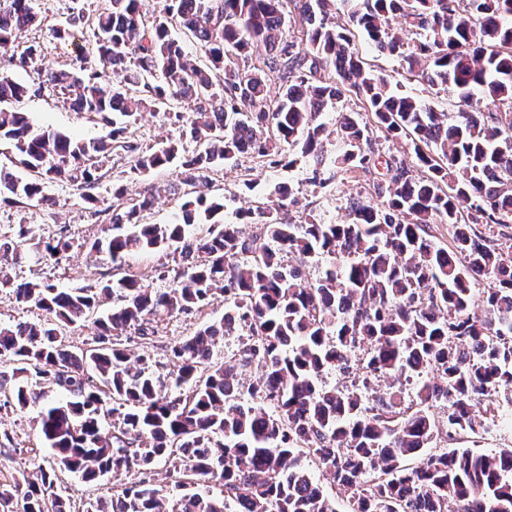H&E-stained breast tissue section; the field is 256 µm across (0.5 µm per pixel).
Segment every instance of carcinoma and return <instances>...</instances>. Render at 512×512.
Returning a JSON list of instances; mask_svg holds the SVG:
<instances>
[{
	"label": "carcinoma",
	"mask_w": 512,
	"mask_h": 512,
	"mask_svg": "<svg viewBox=\"0 0 512 512\" xmlns=\"http://www.w3.org/2000/svg\"><path fill=\"white\" fill-rule=\"evenodd\" d=\"M297 17L301 37H283ZM84 20L73 14L53 33L66 39ZM36 22L32 0H0V51ZM92 25L97 54L79 68H38L35 88L0 74V145L28 172L0 168V201L53 207L45 182L89 190L120 148L136 176L181 170V221L141 223L153 192L129 201L120 182L103 210L84 195L92 214L108 212L127 230L92 245L112 277L73 288L8 274L27 244L60 262L66 235L45 241L21 224L18 238L0 239V285L46 313L42 323L0 325V410L38 407L54 457L48 469L0 481V512H70L58 469L89 485L132 468L139 481L86 499L83 512H338L340 503L345 512H512V449L436 446V414L455 441L487 431L512 405V0H165L150 20L141 0H107ZM405 26L417 40L403 39ZM355 29L426 89L451 86L456 110L390 89L365 66ZM177 30L204 61L189 58ZM259 46L265 55L241 68ZM36 56L31 44L10 60L24 69ZM271 79L281 84L274 100ZM42 90L107 134L76 139L16 107ZM348 93L363 112L340 111ZM182 103L178 136L150 148L127 139L141 110ZM327 112L339 113L331 128L320 121ZM185 137L198 149L187 151ZM402 137L411 161L383 147ZM244 153L270 168L304 163L314 192L371 171L386 177L346 198L341 224L283 222L268 206L226 224L224 197L196 187ZM270 196L279 209L298 204L280 184ZM194 224L209 225L207 234L189 233ZM248 224L260 233L246 235ZM438 224L448 225L446 248L432 235ZM140 252L172 257L158 273L169 287L126 272ZM323 257L324 276L302 286L301 267ZM479 283L478 315L470 306ZM218 292L224 316L170 347L173 392L158 396L149 351L133 357L117 336L132 328L150 341L157 312L200 313ZM91 317L93 342L72 350L65 328ZM226 336L244 341L215 362ZM251 365L260 376L247 400L237 368ZM331 372L354 383L329 384ZM414 378L407 400L401 385ZM105 415L117 421L108 437ZM161 459L183 490L173 503L151 478ZM209 482L220 493L198 490Z\"/></svg>",
	"instance_id": "carcinoma-1"
}]
</instances>
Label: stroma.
Segmentation results:
<instances>
[{"label":"stroma","mask_w":512,"mask_h":512,"mask_svg":"<svg viewBox=\"0 0 512 512\" xmlns=\"http://www.w3.org/2000/svg\"><path fill=\"white\" fill-rule=\"evenodd\" d=\"M41 23L39 27L25 33L21 46L35 43L40 47V60L46 66L78 65L80 59L91 60L96 55L93 29L89 24L76 27L70 38L61 40L54 36L53 30L69 15L74 6L73 0H33ZM360 52L375 69L387 76L392 87L409 95L422 94V86L409 79L400 67L395 56L378 52L363 37H356ZM23 111L29 112L34 120L46 127L60 130L78 139H93L103 135L102 126L89 122L84 115L71 111L60 94L44 91L30 95L21 104ZM180 123L172 112L145 110L135 123L130 124L127 134L131 140L145 146H153L167 137L177 136ZM129 157L124 152L112 154L103 170V176L95 186L93 193L104 202L112 200L113 182H122L127 188L128 197H137L145 187L155 186L161 195L154 208L146 212L145 223L172 224L180 216L179 202L168 194V184L177 183L175 170L153 173L146 177L130 176ZM301 168H268L259 166L257 160L249 155L239 157L235 166L217 169L209 174L212 188L222 189L227 207L224 211L225 222H232L239 208H247L254 202H268L269 189L277 183L291 185L299 204L288 214L297 224L316 218L325 222H341L345 219L342 208L346 196L363 191L365 179H348L328 187L323 193L315 195L302 183ZM50 195L58 205L48 209L33 203L7 204L0 202V236L14 237L19 225L34 224L40 227L44 239L58 236L60 230H67L73 246L65 260L53 263L41 259L35 248H27L26 258L12 267L10 275L15 282L52 283L60 288L83 285L101 278L108 267L101 254L92 250V243L105 236L109 227L104 218L90 217L83 200V189L73 182H54L48 184ZM224 313L223 298H216L211 305L195 316L158 314L155 318L157 334L153 343L143 344L139 338H132L126 344L131 354L149 351L154 368L163 384H170L172 364L169 348L175 342L193 334L204 322L221 317ZM36 409L25 412L0 413V429L11 432L16 444L15 449L0 448V481L10 480L17 471L30 470L36 466H50L53 463L49 449L44 448L35 425Z\"/></svg>","instance_id":"1"}]
</instances>
